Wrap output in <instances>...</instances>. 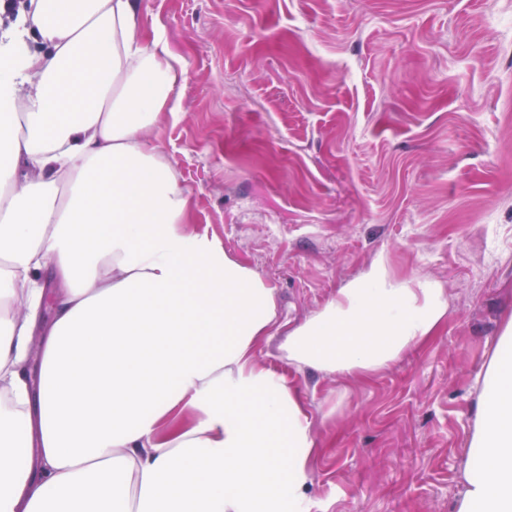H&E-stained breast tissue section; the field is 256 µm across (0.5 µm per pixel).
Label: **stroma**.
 Masks as SVG:
<instances>
[{
    "instance_id": "obj_1",
    "label": "stroma",
    "mask_w": 512,
    "mask_h": 512,
    "mask_svg": "<svg viewBox=\"0 0 512 512\" xmlns=\"http://www.w3.org/2000/svg\"><path fill=\"white\" fill-rule=\"evenodd\" d=\"M141 26L184 64L153 141L281 322L381 255L448 300L438 336L368 381L260 345L327 448L310 512H451L512 318V0H142Z\"/></svg>"
}]
</instances>
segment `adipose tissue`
Instances as JSON below:
<instances>
[{
  "mask_svg": "<svg viewBox=\"0 0 512 512\" xmlns=\"http://www.w3.org/2000/svg\"><path fill=\"white\" fill-rule=\"evenodd\" d=\"M183 73L141 0H29L0 32V512H301L313 417L259 345L369 378L448 317L380 258L284 328L149 138ZM479 402L454 512H512V319Z\"/></svg>",
  "mask_w": 512,
  "mask_h": 512,
  "instance_id": "1",
  "label": "adipose tissue"
}]
</instances>
